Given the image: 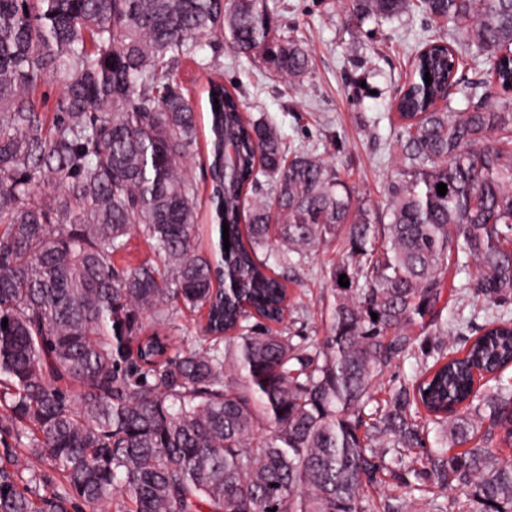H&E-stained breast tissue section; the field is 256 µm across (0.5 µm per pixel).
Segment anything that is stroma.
I'll return each mask as SVG.
<instances>
[{
    "mask_svg": "<svg viewBox=\"0 0 512 512\" xmlns=\"http://www.w3.org/2000/svg\"><path fill=\"white\" fill-rule=\"evenodd\" d=\"M272 26L274 35L294 36L308 48L311 75L302 84L284 83L260 58L239 56L218 37L201 39L195 57L174 69L198 117V139L188 164L200 192L209 190L211 160L203 88L215 78L237 91L250 116L271 122L287 147L331 159L356 197L384 208L400 166L394 98L409 78L410 61L422 41L447 39V28L419 12L359 25L351 21L346 0H277ZM346 257L342 243L332 240L307 263L284 269L292 303L284 322L288 332L322 341L330 273ZM497 316L512 318V296L494 304L470 290L453 296L443 312L451 350L463 351Z\"/></svg>",
    "mask_w": 512,
    "mask_h": 512,
    "instance_id": "35a3bbf8",
    "label": "stroma"
}]
</instances>
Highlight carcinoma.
I'll return each instance as SVG.
<instances>
[{"label": "carcinoma", "mask_w": 512, "mask_h": 512, "mask_svg": "<svg viewBox=\"0 0 512 512\" xmlns=\"http://www.w3.org/2000/svg\"><path fill=\"white\" fill-rule=\"evenodd\" d=\"M350 7L359 24L420 9L448 26L396 99L405 154L386 207L319 155L285 153L211 81L207 200L230 247L220 236L207 254L186 172L196 112L170 70L216 36L302 83L309 51L271 36L274 0H0V512H512V460L496 452L512 448V319L376 398L417 337L443 350L457 276L488 300L512 292V0ZM457 42L497 59L463 108ZM51 78L48 124L34 93ZM135 233L161 264L113 265ZM330 238L349 260L328 333L296 342L265 326L288 302L271 264ZM179 304L207 321L173 348ZM383 475L405 495L379 494Z\"/></svg>", "instance_id": "carcinoma-1"}]
</instances>
